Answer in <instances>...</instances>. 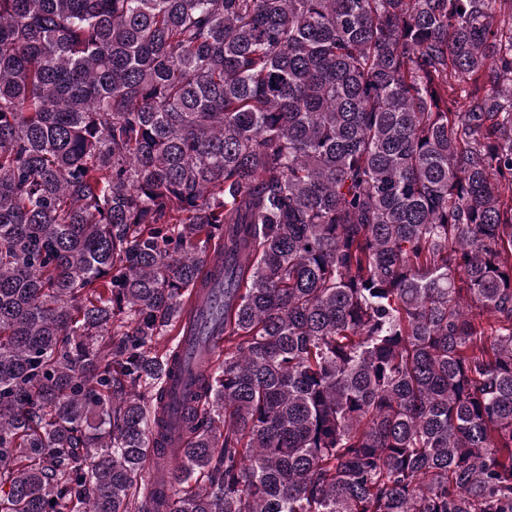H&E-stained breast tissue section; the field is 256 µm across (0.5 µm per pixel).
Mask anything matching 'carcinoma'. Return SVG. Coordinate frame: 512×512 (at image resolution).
<instances>
[{"mask_svg":"<svg viewBox=\"0 0 512 512\" xmlns=\"http://www.w3.org/2000/svg\"><path fill=\"white\" fill-rule=\"evenodd\" d=\"M0 512H512V0H0ZM192 333L186 331L180 337V346L183 351L184 362L188 363L194 369L195 363L199 356L203 355L205 350L209 351L214 345L220 347L222 344L223 336H207V339L202 343L199 336H192ZM191 381L186 374L174 372L168 379L167 385L170 390V399L168 401V414L172 419H177L181 413L182 403L192 391Z\"/></svg>","mask_w":512,"mask_h":512,"instance_id":"1","label":"carcinoma"}]
</instances>
